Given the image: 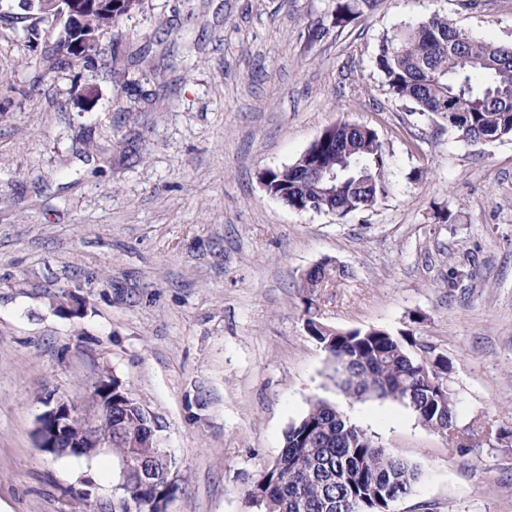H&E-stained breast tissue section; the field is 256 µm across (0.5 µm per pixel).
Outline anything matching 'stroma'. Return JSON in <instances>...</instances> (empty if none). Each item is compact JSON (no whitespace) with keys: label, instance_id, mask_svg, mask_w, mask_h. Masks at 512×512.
<instances>
[{"label":"stroma","instance_id":"obj_1","mask_svg":"<svg viewBox=\"0 0 512 512\" xmlns=\"http://www.w3.org/2000/svg\"><path fill=\"white\" fill-rule=\"evenodd\" d=\"M143 0L101 39L112 59L50 65L0 27V504L88 512L115 497L111 452L38 446L48 394L101 371L154 417L180 489L168 512H242L312 397L335 399L309 334L381 328L448 360L465 450L411 409L344 401L422 477L394 512H512V137L461 139L382 84L384 36L448 18L512 45V0ZM93 98H86V89ZM373 129L388 196L298 213L259 174L321 131ZM346 277L304 307L302 277ZM494 423L487 434L483 419ZM376 0H337L336 19L337 24L341 21L350 22L363 12L364 8L373 7Z\"/></svg>","mask_w":512,"mask_h":512}]
</instances>
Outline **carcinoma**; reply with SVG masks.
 I'll return each instance as SVG.
<instances>
[{"instance_id": "obj_1", "label": "carcinoma", "mask_w": 512, "mask_h": 512, "mask_svg": "<svg viewBox=\"0 0 512 512\" xmlns=\"http://www.w3.org/2000/svg\"><path fill=\"white\" fill-rule=\"evenodd\" d=\"M375 2L337 0L336 20L348 23ZM139 7L138 0H116L109 27ZM25 31L46 60L81 61L93 67L100 55L98 47L75 51L67 35L39 43L41 24L33 20ZM376 67L393 97L440 116L463 139L492 144L512 137V47L476 40L435 14L383 38ZM307 152L334 170L357 166L350 179L341 180L336 192L321 200L320 209L345 216L372 209L389 194V157L375 133L341 123L329 141L314 142ZM261 179L273 198L294 211L317 198L314 183L298 174L293 163L268 168ZM335 273L328 267L303 279V290L312 294L336 279ZM307 324L326 352L344 398L400 403L449 446L463 447L453 393L428 384L423 370H431L430 365L400 339L383 329L334 335L318 329L311 319ZM87 403L100 411L98 431L112 430L116 461H134L146 473L144 479L131 472L119 476L116 501L134 505L135 512H159L161 503L179 491L170 480L177 462L163 457L143 405L107 372L93 381ZM420 478L417 466L380 446L338 403L317 397L288 426L281 453L242 491V500L245 512H393L388 489L399 488L407 496Z\"/></svg>"}]
</instances>
